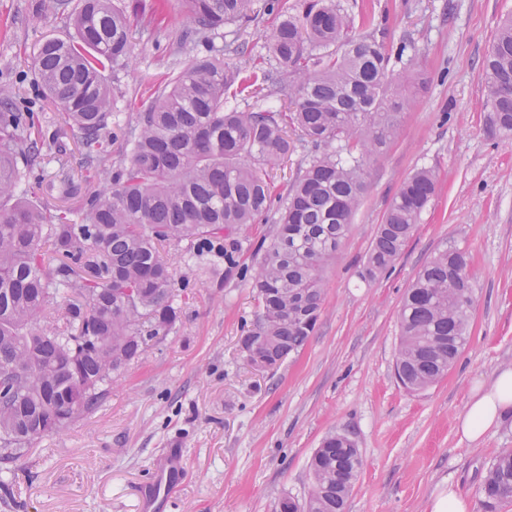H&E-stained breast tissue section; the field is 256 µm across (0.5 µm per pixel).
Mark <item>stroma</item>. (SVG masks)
<instances>
[{
    "instance_id": "stroma-1",
    "label": "stroma",
    "mask_w": 512,
    "mask_h": 512,
    "mask_svg": "<svg viewBox=\"0 0 512 512\" xmlns=\"http://www.w3.org/2000/svg\"><path fill=\"white\" fill-rule=\"evenodd\" d=\"M372 32L390 52L418 63L398 72L411 107L367 168L368 188L351 231L325 274L313 336L272 371L249 362L240 339L258 311L244 276L272 231L263 219L234 233V263L187 244L165 248L175 277L178 321L115 374L95 412L33 444L20 462L0 463V512H144L159 465L179 462L164 512H277L307 495L308 462L330 431L349 434L363 468L345 512H428L455 487L479 504L491 459L512 448V420L469 443L458 420L472 389L512 366V140L484 124L488 90L479 72L512 0H362ZM37 0H0V88L30 112L47 141L20 166L19 189L40 208L82 213L92 186L63 188L51 140L64 131L77 164L80 134L45 97L34 54L49 37L73 36L70 13L33 20ZM114 0L128 17L131 63L108 75L112 146L98 167L112 172L125 149L132 109H146L188 54L179 0ZM439 174L436 194L401 255L376 279L364 257L383 215L415 169ZM446 247L464 252L476 303L471 332L447 375L407 392L395 374L399 311L416 274Z\"/></svg>"
}]
</instances>
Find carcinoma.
<instances>
[{"mask_svg": "<svg viewBox=\"0 0 512 512\" xmlns=\"http://www.w3.org/2000/svg\"><path fill=\"white\" fill-rule=\"evenodd\" d=\"M193 27L184 50L224 25L270 17L264 38L271 62L245 44L224 43L195 56L164 84L152 105L134 113L127 159L94 192L78 219L69 209H39L18 193V158L42 150L41 128L8 112L0 88V461L17 462L53 418L96 410L112 374L138 359L148 341L178 319L175 279L164 244L205 245L234 262L227 237L278 203L276 230L257 253L254 322L241 337L250 362L279 366L313 335L324 302V273L351 230L367 188V161L396 125L389 95L391 55L369 32L372 15L340 0H183ZM73 9L76 34L44 40L35 62L41 84L80 132L78 169L102 180L98 156L111 137L106 73L132 54L126 14L112 0H41L42 11ZM488 132L512 140V17L496 30L483 60ZM285 95L288 106L246 102ZM313 147L283 192L268 171L288 157V130ZM434 170L404 180L365 255L374 280L401 254L436 191ZM475 304L466 256L445 248L421 269L400 310L395 372L412 392L437 383L467 341ZM44 320L46 326L38 327ZM355 441L327 433L309 461L307 497L288 512H345L362 469ZM483 512L512 501V448L489 463L480 488Z\"/></svg>", "mask_w": 512, "mask_h": 512, "instance_id": "obj_1", "label": "carcinoma"}]
</instances>
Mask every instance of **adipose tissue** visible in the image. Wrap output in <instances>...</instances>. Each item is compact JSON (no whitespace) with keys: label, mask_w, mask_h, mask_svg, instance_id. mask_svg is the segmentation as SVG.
Listing matches in <instances>:
<instances>
[{"label":"adipose tissue","mask_w":512,"mask_h":512,"mask_svg":"<svg viewBox=\"0 0 512 512\" xmlns=\"http://www.w3.org/2000/svg\"><path fill=\"white\" fill-rule=\"evenodd\" d=\"M512 415V367L496 371L490 382L476 385L458 429L473 444L480 443L486 431Z\"/></svg>","instance_id":"1"}]
</instances>
